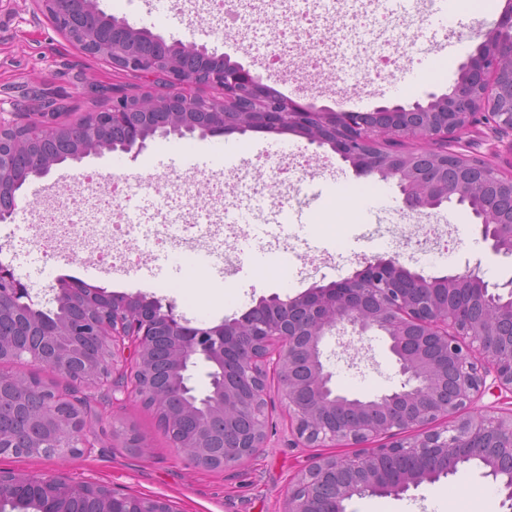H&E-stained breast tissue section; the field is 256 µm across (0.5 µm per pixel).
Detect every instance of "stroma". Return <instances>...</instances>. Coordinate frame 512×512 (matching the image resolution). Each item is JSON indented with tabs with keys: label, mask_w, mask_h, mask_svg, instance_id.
Here are the masks:
<instances>
[{
	"label": "stroma",
	"mask_w": 512,
	"mask_h": 512,
	"mask_svg": "<svg viewBox=\"0 0 512 512\" xmlns=\"http://www.w3.org/2000/svg\"><path fill=\"white\" fill-rule=\"evenodd\" d=\"M108 14L127 19L183 43L206 44L209 51L226 56L263 77L264 83L280 93L316 106L337 110L369 112L380 105L428 102L431 95L448 93L461 65L474 55L483 37L472 22L473 0H457V21L439 26L429 20L422 5L400 7L389 0L383 14L386 25L360 23L358 0H253L248 26L228 29L224 17L210 8L207 0H166L165 20L155 23L154 0H100ZM310 12L322 42L298 48L292 35L273 37L278 19ZM406 51L394 75L365 85L356 101H348L343 88L356 75L371 69L375 60ZM327 57L325 74L310 72L296 82L287 77L272 56H285L306 68L310 56ZM141 94V80L122 75L111 64L85 55L59 33L41 11L37 0H0V116L35 112L38 95L58 98L70 106L69 121L107 106L113 90ZM225 144L242 147L244 160L229 170L221 165L193 169L185 162L186 152ZM306 157L313 175V192L296 191L279 183L269 169L270 147ZM167 149L173 163L157 170L152 157ZM453 150L477 156L508 170L512 151L494 137L462 136ZM246 182L251 196L269 208H285L301 214L306 231L289 228L287 236L263 235L256 228L229 227L224 213L234 210L239 191L226 183L229 172ZM95 173L99 187L114 178L128 179L135 206L146 214L151 232L166 241L155 247L152 240H139L145 250L143 261L132 269L107 268L92 261L65 262L44 254L29 240L27 224L43 205H54L60 219H67L70 197L87 194L83 173ZM195 181L198 207H185L197 249L212 247L210 232L232 244L233 258L244 265L232 283H224L210 272L189 264L180 273L160 271L161 262L175 253L173 230L165 226L156 207L166 197H185L186 181ZM22 212L11 222L0 223V239H12L9 260L16 276L30 286L43 310H56L53 287L60 276L117 294H143L172 304L176 314L196 327H212L241 318L261 298L273 295L288 299L308 289L349 278L373 258H398L411 271L426 277L462 274L479 268L489 286L512 281V257L494 254L481 235L471 208L454 202L423 212L408 211L396 179L358 174L355 168L329 148L310 145L291 133L249 132L219 137H154L137 155L106 152L54 167L43 178L29 177L20 202ZM440 225L442 237L423 241L421 227ZM266 249L287 252V273L276 265L249 268L252 252ZM323 360L333 374L337 392L367 400L397 388L401 377L389 341L372 330L366 335L327 337ZM266 410L268 437L254 457L222 470H206L184 459L172 447L151 410L129 398L114 401L103 392L92 399L89 416L91 434L100 435L84 456L76 460L0 458V468L24 478L33 473L58 475L67 481L93 482L120 494L168 498L175 512H286L288 487L300 469L311 464L322 451L296 446L288 413L280 400L281 386L269 377ZM133 430L139 437L138 450L125 448L112 437L113 425ZM467 488L474 495L469 512H512L504 502L500 484L486 477L484 466H459L450 477L423 483L418 489L393 495L356 497L346 504L347 512H442L443 501L455 490Z\"/></svg>",
	"instance_id": "1"
}]
</instances>
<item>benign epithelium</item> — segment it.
I'll list each match as a JSON object with an SVG mask.
<instances>
[{
    "mask_svg": "<svg viewBox=\"0 0 512 512\" xmlns=\"http://www.w3.org/2000/svg\"><path fill=\"white\" fill-rule=\"evenodd\" d=\"M57 31L86 55L168 92L112 93V104L71 123L62 112L0 116V222L11 219L23 180L103 151L136 154L156 135L292 132L329 146L363 175L395 178L411 212L469 197L491 183L512 198V173L465 154L448 140L483 126L512 135V5L483 33L452 90L371 112L315 108L285 96L242 64L203 44L166 41L106 13L99 0H38ZM204 86L222 98L200 93ZM432 144L410 149L406 141ZM482 238L512 256V223L494 206L477 214ZM63 318L40 315L11 266L0 261V356L53 367L74 389L107 386L151 409L174 448L192 464L222 469L254 456L267 440V367L273 366L293 433L305 448H348L315 459L295 477L288 512H345L355 496L400 495L456 472L473 457L512 502V407L473 410L487 391L512 394V287L489 291L476 270L426 278L396 259L375 258L352 277L284 301H260L242 318L188 325L170 304L140 294L63 283ZM376 329L389 341L400 386L372 399L336 393L321 345L332 331ZM209 367L198 397L189 367ZM36 377L0 374V415H21V431L0 424V456L78 459L89 448L85 414ZM0 504L30 512H174L169 500L70 484L47 474L0 470Z\"/></svg>",
    "mask_w": 512,
    "mask_h": 512,
    "instance_id": "7a95c632",
    "label": "benign epithelium"
}]
</instances>
